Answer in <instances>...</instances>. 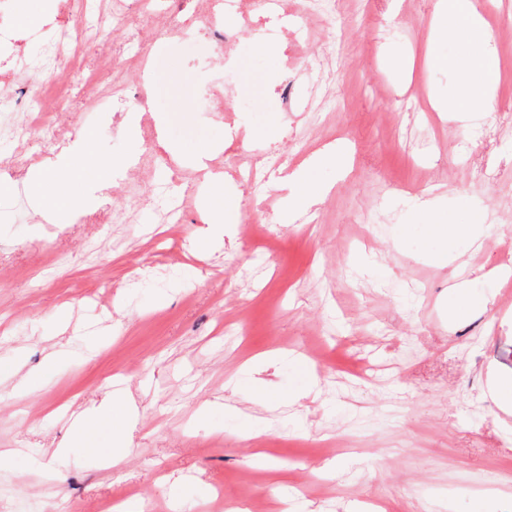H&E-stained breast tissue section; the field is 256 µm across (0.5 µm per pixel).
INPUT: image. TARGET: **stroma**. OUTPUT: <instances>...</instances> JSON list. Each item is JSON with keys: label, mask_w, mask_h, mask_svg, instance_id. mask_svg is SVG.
I'll use <instances>...</instances> for the list:
<instances>
[{"label": "stroma", "mask_w": 512, "mask_h": 512, "mask_svg": "<svg viewBox=\"0 0 512 512\" xmlns=\"http://www.w3.org/2000/svg\"><path fill=\"white\" fill-rule=\"evenodd\" d=\"M436 3L344 0L346 37L319 87L246 31L216 56L195 0H112L126 24L92 36L123 113L88 114L90 61L65 89L27 75L63 95L68 140L92 135L113 175L155 154L188 180L182 221L166 224L147 205L170 181L158 165L77 220L36 208L25 171L12 173L0 195V512H103L116 497L142 512H213L219 488L228 512H512V414L488 389L490 375L512 379V80L467 121L434 109L460 92L457 70L425 62ZM485 14L512 73V7L489 0ZM179 27L190 40L156 36ZM133 57L154 64L144 83L125 67ZM230 74L238 137L201 105ZM142 110L155 140L128 127ZM330 144L349 151L348 169H312L328 194L283 222L284 175ZM260 147L282 159L265 195L226 177L239 214L223 242L195 246L204 169L247 170ZM483 218L493 229L477 239L431 230ZM462 269L470 305L452 319ZM62 349L72 357L46 365ZM18 362L43 373L30 391L16 388ZM114 390L136 422L117 442L104 428L97 452L74 446L73 413ZM58 447L70 451L62 467Z\"/></svg>", "instance_id": "1"}]
</instances>
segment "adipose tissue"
Returning a JSON list of instances; mask_svg holds the SVG:
<instances>
[{
  "label": "adipose tissue",
  "instance_id": "1",
  "mask_svg": "<svg viewBox=\"0 0 512 512\" xmlns=\"http://www.w3.org/2000/svg\"><path fill=\"white\" fill-rule=\"evenodd\" d=\"M430 30L434 33H455L461 40L474 44V55L464 58L460 67L461 89L453 105L438 104V111L453 109L458 114L483 112L494 104L501 79L499 59L495 49V40L490 32L489 23L478 0H438L433 14ZM90 139L82 137L78 142L62 151L54 167L31 170L24 181L30 200L35 205H42L44 200H51L52 209L57 214L76 216L81 214L97 200V193L108 184L111 169L100 168L92 161L89 153ZM329 160L338 169L348 165L347 156L339 150H331L326 157H313L308 167L293 170L286 176L293 191L283 200L286 220L317 205L324 196L323 188L316 186L308 177L309 167ZM75 176L82 182L83 188L78 193L64 192L58 179L59 173ZM130 403H121L119 407L85 413L77 419L73 435L81 447L95 449L99 433L103 427H112L120 431L131 415Z\"/></svg>",
  "mask_w": 512,
  "mask_h": 512
}]
</instances>
